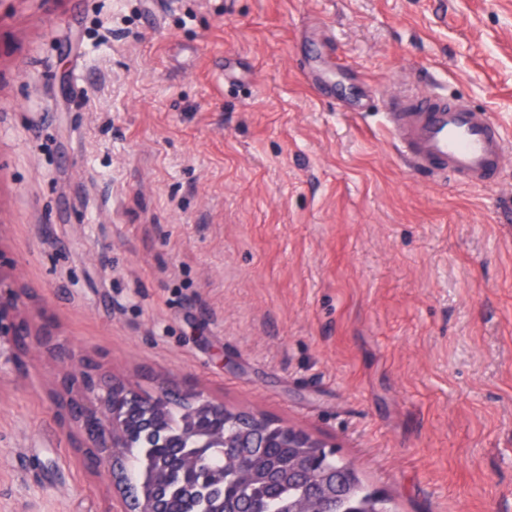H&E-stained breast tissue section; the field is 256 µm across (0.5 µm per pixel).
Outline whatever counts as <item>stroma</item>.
Wrapping results in <instances>:
<instances>
[{
	"mask_svg": "<svg viewBox=\"0 0 512 512\" xmlns=\"http://www.w3.org/2000/svg\"><path fill=\"white\" fill-rule=\"evenodd\" d=\"M421 92L512 135V0H0V255L56 327L0 375V512H112L67 355L317 432L396 512H512V160L410 171Z\"/></svg>",
	"mask_w": 512,
	"mask_h": 512,
	"instance_id": "stroma-1",
	"label": "stroma"
}]
</instances>
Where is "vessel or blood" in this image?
<instances>
[{
  "label": "vessel or blood",
  "mask_w": 512,
  "mask_h": 512,
  "mask_svg": "<svg viewBox=\"0 0 512 512\" xmlns=\"http://www.w3.org/2000/svg\"><path fill=\"white\" fill-rule=\"evenodd\" d=\"M384 118L403 160L435 179L482 185L512 156L503 126L463 98L423 93L394 103Z\"/></svg>",
  "instance_id": "vessel-or-blood-1"
}]
</instances>
